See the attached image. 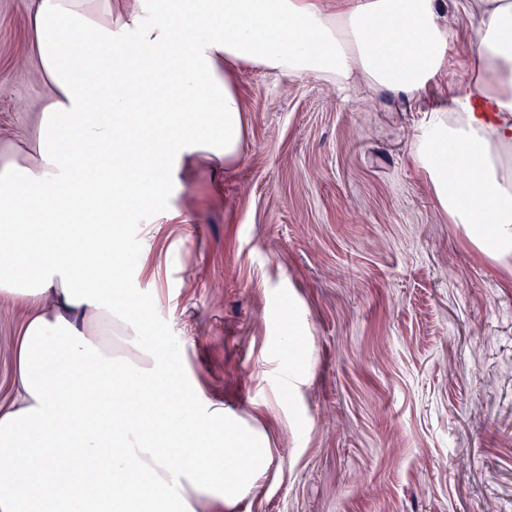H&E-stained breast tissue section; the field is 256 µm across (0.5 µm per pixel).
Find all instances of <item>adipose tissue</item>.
Returning a JSON list of instances; mask_svg holds the SVG:
<instances>
[{
  "label": "adipose tissue",
  "mask_w": 512,
  "mask_h": 512,
  "mask_svg": "<svg viewBox=\"0 0 512 512\" xmlns=\"http://www.w3.org/2000/svg\"><path fill=\"white\" fill-rule=\"evenodd\" d=\"M439 11L440 0H34L51 94L30 150L0 164V294L32 306L18 396L0 406V512H224L252 491L269 461L263 436L226 417L168 338L124 310L122 273L141 259L122 249V226L178 185L185 158L239 162L236 65L340 84L359 72L412 92L444 62ZM470 26L479 76L452 88L465 119L435 133L431 173L454 222L505 263L512 166L492 146L512 145V0H477ZM77 140L90 151L75 155Z\"/></svg>",
  "instance_id": "adipose-tissue-1"
}]
</instances>
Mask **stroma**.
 <instances>
[{
	"label": "stroma",
	"instance_id": "stroma-1",
	"mask_svg": "<svg viewBox=\"0 0 512 512\" xmlns=\"http://www.w3.org/2000/svg\"><path fill=\"white\" fill-rule=\"evenodd\" d=\"M33 0H0V162L30 145L50 93L30 54ZM444 67L418 93L240 66L241 161L185 163L123 246L127 286L271 462L224 512H512V266L437 198L422 150L472 70L469 19L443 0ZM290 308L309 369L288 373ZM26 306L0 295V403L16 395Z\"/></svg>",
	"mask_w": 512,
	"mask_h": 512
}]
</instances>
